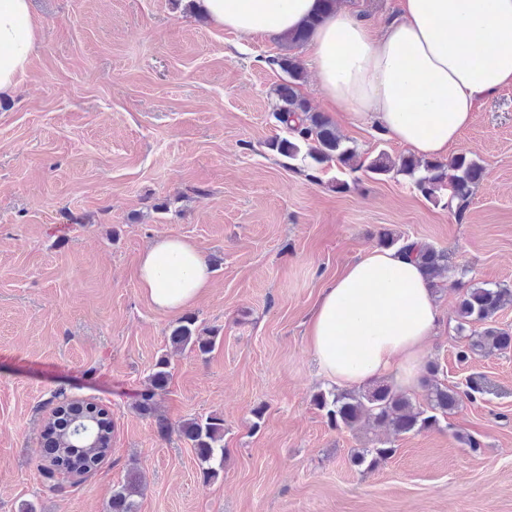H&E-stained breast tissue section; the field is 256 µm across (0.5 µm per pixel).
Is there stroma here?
I'll use <instances>...</instances> for the list:
<instances>
[{
    "label": "stroma",
    "instance_id": "obj_1",
    "mask_svg": "<svg viewBox=\"0 0 512 512\" xmlns=\"http://www.w3.org/2000/svg\"><path fill=\"white\" fill-rule=\"evenodd\" d=\"M30 15L37 49L0 98V512H110L133 467L139 512H512V351L456 360L460 284L512 286V86L448 149L484 168L459 217L408 176L271 151L287 135L271 114L274 36L215 25L190 0H30ZM334 124L360 159L409 153ZM386 233L449 254L426 358L443 382L475 374L487 392L394 437L370 470L353 458L373 430L333 429L313 404L326 384L305 328L321 289ZM162 235L189 238L212 270L189 309L217 337L209 355L173 348L179 313L138 286L139 255ZM163 356L171 383L145 416L135 400ZM58 393L112 415L110 454L62 490L40 472ZM211 414L224 469L207 480L178 428Z\"/></svg>",
    "mask_w": 512,
    "mask_h": 512
}]
</instances>
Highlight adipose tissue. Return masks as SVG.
<instances>
[{
    "mask_svg": "<svg viewBox=\"0 0 512 512\" xmlns=\"http://www.w3.org/2000/svg\"><path fill=\"white\" fill-rule=\"evenodd\" d=\"M216 25L287 35L318 14L319 0H200ZM37 46L29 0H0V96L10 95ZM308 49L335 111L373 125L414 153L442 158L476 104L512 85V0H402L379 26L354 11L324 17ZM211 270L194 243L161 236L142 254L137 281L162 311L191 306ZM443 312L420 266L373 249L322 289L307 322L319 373L338 386L418 380Z\"/></svg>",
    "mask_w": 512,
    "mask_h": 512,
    "instance_id": "1",
    "label": "adipose tissue"
}]
</instances>
